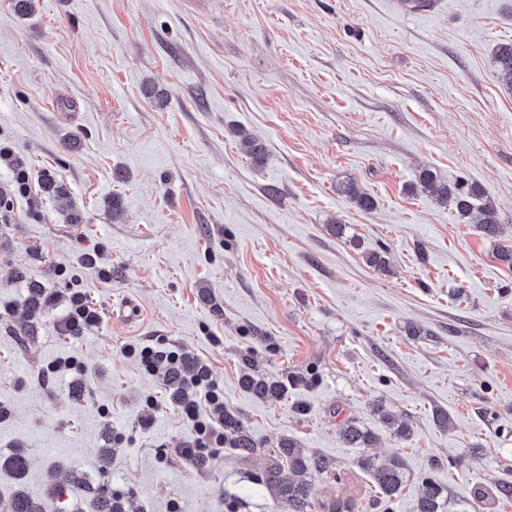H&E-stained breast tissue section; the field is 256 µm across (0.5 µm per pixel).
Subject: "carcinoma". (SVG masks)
Masks as SVG:
<instances>
[{"instance_id": "1", "label": "carcinoma", "mask_w": 512, "mask_h": 512, "mask_svg": "<svg viewBox=\"0 0 512 512\" xmlns=\"http://www.w3.org/2000/svg\"><path fill=\"white\" fill-rule=\"evenodd\" d=\"M493 59L499 78L506 88L512 90V42L498 44L493 52ZM419 184L432 191L436 200L453 206L457 213L469 224L478 225L483 235L497 239L501 234L497 210L487 198L485 189L477 183H441L435 174L424 169L418 175ZM340 192L355 206L363 211L375 208L374 199L353 182L340 187ZM242 386L255 397L265 401L283 398L285 385L259 374L246 372L241 378ZM375 414L386 427L395 430V434L404 436L409 431L403 417L383 402L375 406ZM343 440L356 448H368L375 436L353 423H348L340 431ZM224 447L237 451L246 458L261 447V443L244 426L243 422L230 410H224ZM362 467L370 472L379 490V501L384 512H389L392 501L396 498L403 484L402 464L397 459L376 465L370 459L361 461ZM330 468L329 462L320 456L307 455L294 441L281 444L278 448L268 450V463L262 475V482L277 501L285 500L291 512H307L311 499L315 496L312 473H324ZM6 470L20 481L26 475L28 458L17 449L9 454H0V470ZM57 485L48 484L45 498L37 499L25 489H18L11 502L10 512H47L46 500L55 497ZM444 489L431 478L421 482V489L414 504V512H442L444 508ZM76 512H125L122 500L112 497V492L99 485L89 491L86 507Z\"/></svg>"}]
</instances>
